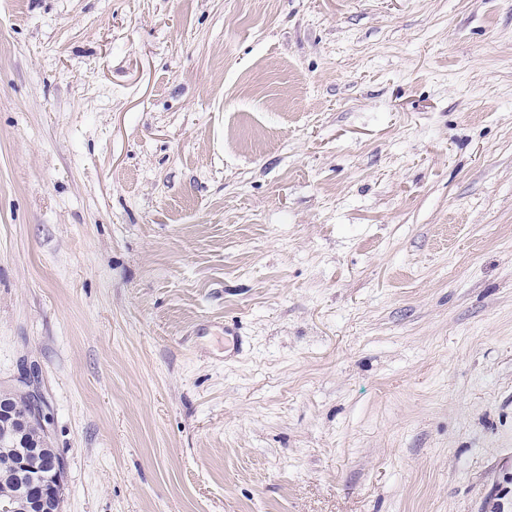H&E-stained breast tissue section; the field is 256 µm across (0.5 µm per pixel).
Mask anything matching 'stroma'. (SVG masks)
Wrapping results in <instances>:
<instances>
[{
	"label": "stroma",
	"instance_id": "1",
	"mask_svg": "<svg viewBox=\"0 0 512 512\" xmlns=\"http://www.w3.org/2000/svg\"><path fill=\"white\" fill-rule=\"evenodd\" d=\"M63 512H512V0H0V388ZM37 368L25 367L15 381L7 388L9 397L0 396V420L11 425L5 438L9 448H0V466L3 465L15 448L17 457L6 467L0 468V477L11 478L17 487L18 497L27 501L26 512H61L62 490L66 473V463L61 454L51 446L50 418L44 409V402L37 390ZM22 398L25 406L15 402ZM40 424L43 429V443L38 445L27 437L28 425ZM49 451L46 468L52 473L49 479L26 471L24 459L27 455Z\"/></svg>",
	"mask_w": 512,
	"mask_h": 512
}]
</instances>
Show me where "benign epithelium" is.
Segmentation results:
<instances>
[{"mask_svg": "<svg viewBox=\"0 0 512 512\" xmlns=\"http://www.w3.org/2000/svg\"><path fill=\"white\" fill-rule=\"evenodd\" d=\"M37 377V368H23L6 388L9 396H0V420L11 425L5 440L17 454L13 462L0 468V477L12 479L18 497L27 501V512H61L66 463L51 448L50 418L37 390ZM36 424L43 429L40 445L27 437L28 426Z\"/></svg>", "mask_w": 512, "mask_h": 512, "instance_id": "1", "label": "benign epithelium"}]
</instances>
